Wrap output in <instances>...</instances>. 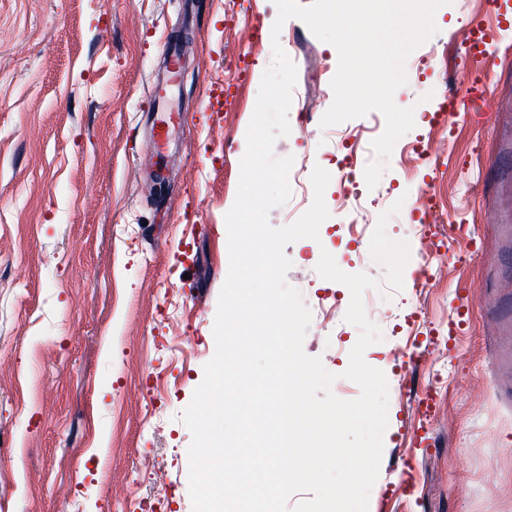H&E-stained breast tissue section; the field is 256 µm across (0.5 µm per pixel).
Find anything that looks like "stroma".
<instances>
[{"label":"stroma","instance_id":"35a3bbf8","mask_svg":"<svg viewBox=\"0 0 512 512\" xmlns=\"http://www.w3.org/2000/svg\"><path fill=\"white\" fill-rule=\"evenodd\" d=\"M277 15L274 0H0V512H128L155 493L137 476L156 463L171 512H193L181 414L215 353L225 215ZM494 18L489 0L436 11L394 94L415 126L365 190L374 216L356 241L334 203L338 135L357 137L367 166L385 118L321 128L334 100L322 66L337 51L300 19L280 32L296 83L273 153L331 176L330 215L318 240L286 246V281L305 306L335 298L338 322L311 320L303 342L334 374L359 330L344 319L348 288L316 271L322 251L376 282L363 301L386 317L364 358L386 376L388 425L368 504L383 512H512V30L490 69L464 44ZM167 40L185 72L159 178L145 114ZM481 73L485 99L462 83ZM452 94L460 118L430 132L425 113ZM417 141L432 162L410 176L403 153ZM428 183L445 216L425 226L411 210ZM426 232L450 257L420 288Z\"/></svg>","mask_w":512,"mask_h":512}]
</instances>
